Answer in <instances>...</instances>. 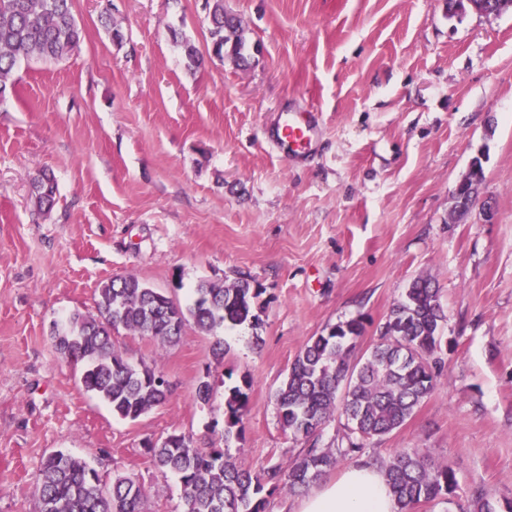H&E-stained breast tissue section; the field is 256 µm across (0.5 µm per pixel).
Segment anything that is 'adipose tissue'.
Listing matches in <instances>:
<instances>
[{
    "mask_svg": "<svg viewBox=\"0 0 512 512\" xmlns=\"http://www.w3.org/2000/svg\"><path fill=\"white\" fill-rule=\"evenodd\" d=\"M397 507L383 471L359 461L334 481L310 491L298 512H396Z\"/></svg>",
    "mask_w": 512,
    "mask_h": 512,
    "instance_id": "ef3b65f1",
    "label": "adipose tissue"
}]
</instances>
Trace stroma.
<instances>
[{"instance_id": "stroma-1", "label": "stroma", "mask_w": 512, "mask_h": 512, "mask_svg": "<svg viewBox=\"0 0 512 512\" xmlns=\"http://www.w3.org/2000/svg\"><path fill=\"white\" fill-rule=\"evenodd\" d=\"M111 7L124 38L99 14ZM245 25L250 68L205 57L206 0H75L84 40L68 59L19 61L0 104V512H38L34 481L61 450L103 483L135 477L146 512H183L181 486L145 445L172 434L228 446L253 469L303 448L279 424L274 391L304 340L362 320L360 349L408 284L426 276L446 320L436 389L362 461L420 448L456 473L460 512L475 492L512 499V8L448 14V0H224ZM314 107L321 131L291 163L267 138L281 113ZM484 152L482 196L450 221L452 193ZM56 182L36 211L30 180ZM134 275L181 304L203 280H249L260 328L186 326L159 348L112 341L161 371L167 400L121 420L50 340L100 283ZM224 342V360L211 346ZM250 378L241 439L224 442V392ZM210 403L196 399L200 379Z\"/></svg>"}]
</instances>
